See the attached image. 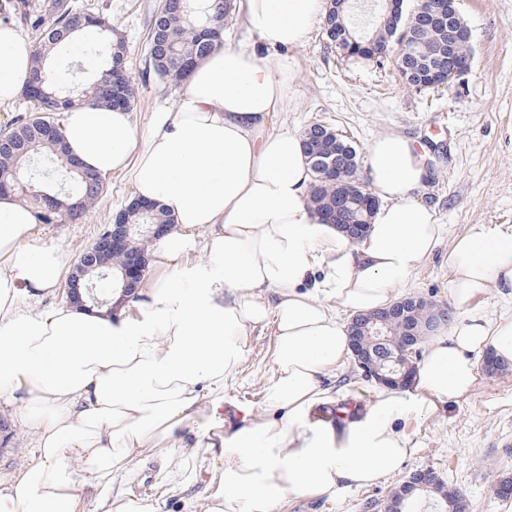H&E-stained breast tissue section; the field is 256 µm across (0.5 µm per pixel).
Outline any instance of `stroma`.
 Instances as JSON below:
<instances>
[{
	"instance_id": "obj_1",
	"label": "stroma",
	"mask_w": 512,
	"mask_h": 512,
	"mask_svg": "<svg viewBox=\"0 0 512 512\" xmlns=\"http://www.w3.org/2000/svg\"><path fill=\"white\" fill-rule=\"evenodd\" d=\"M156 0H83L100 11L129 42L128 65L136 77L135 131H143L149 113L171 107L177 92L145 75L148 20ZM472 34L471 69L453 87L408 88L392 69H376L362 60L344 59L314 26L300 45L273 52L293 65L289 107L271 115L269 130L302 134L314 123L335 127L358 150L385 133H400L423 149L431 181L426 201L435 203L445 224L444 240L433 256L402 288V295L438 304L451 300L448 249L470 225L512 226V0H459ZM97 203L79 224H50L46 230L64 250L69 263L91 247L115 213L135 196L127 175H103ZM272 328L254 330L239 374L224 387L225 404L256 418L264 405L273 374ZM477 382L463 401L437 404L430 413L403 409L396 424L410 440L411 456L374 484L319 498L288 495L281 512H383L391 492L420 468L434 470L447 486L463 491L469 512H505L494 494L500 481L512 479V364L491 374L478 369ZM329 397L324 406L336 411L360 400L371 409L380 385L366 380L343 358L323 380ZM211 409L200 404L183 427L182 447L162 444L135 455L122 488L152 504L156 512H187L218 491L224 468L220 449L200 448L199 435L210 430ZM0 419L11 427L0 447V483L23 478L33 465V436L12 409L0 407Z\"/></svg>"
}]
</instances>
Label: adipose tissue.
Here are the masks:
<instances>
[{"label": "adipose tissue", "instance_id": "obj_1", "mask_svg": "<svg viewBox=\"0 0 512 512\" xmlns=\"http://www.w3.org/2000/svg\"><path fill=\"white\" fill-rule=\"evenodd\" d=\"M257 46H216L188 72L174 107L135 134L129 111L83 105L64 115L69 152L87 170L125 173L139 199L175 224L153 243L132 299L113 289L114 315L44 308L71 268L33 205L0 194V405L34 436L21 481L0 487V512H76L69 459L86 466L92 512H151L116 485L140 449L171 440L202 402L219 408L252 331L273 326L274 375L259 418L208 440L224 456L222 490L206 512H279L288 495L321 497L371 484L409 456L395 418L467 397L476 358L512 363V317L489 322L473 303L512 287V226L474 224L448 251L458 318L418 363L413 390L380 391L370 414L336 433L314 419L321 379L349 351L337 309L391 304L446 234L421 190L430 179L415 142L373 140L367 166L382 203L350 241L312 210V171L299 136L272 133L288 106L287 65L267 53L296 47L324 0H234ZM34 46L0 25V106L30 78ZM204 263L193 262V255Z\"/></svg>", "mask_w": 512, "mask_h": 512}]
</instances>
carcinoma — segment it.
<instances>
[{
    "mask_svg": "<svg viewBox=\"0 0 512 512\" xmlns=\"http://www.w3.org/2000/svg\"><path fill=\"white\" fill-rule=\"evenodd\" d=\"M378 16L367 32L352 23V0L339 5L326 0L322 17L323 36L339 54L347 58L373 61L380 68H396L403 82L420 89L441 72L447 86L454 85L452 68L471 65L473 50L468 26L461 16L447 19L441 27L428 21L433 0H404L400 17L386 18L385 0H376ZM234 8V0H158L151 14L145 55L146 72L163 83L180 84L190 66L207 55L222 38L224 19ZM5 18L22 24L36 44L30 79L21 92L30 106L28 113L14 120L7 133L17 142L15 148H0V191H13L23 202L36 206L41 224H79L102 191L101 175L77 166L65 146L64 130L55 115L82 105L122 106L133 110L135 81L128 65L125 40L99 13L70 0H10L0 4ZM79 33L97 29L101 41L90 43L86 51L102 59L95 78L67 84L51 80L45 72V50ZM41 83L42 95L32 94ZM56 132L33 137L34 128L46 123ZM304 154L313 173L308 204L332 224L369 226L376 204L363 186L344 190L348 179L357 174V148L336 133V129L313 124L301 134ZM115 221L122 224H172L174 218L157 202L135 200L120 210ZM445 307L431 302L409 311L408 318L394 317L387 325V336L394 344L411 324L420 333L430 326ZM434 500L438 512H467L465 495L437 478L432 486L408 496L404 505L417 498Z\"/></svg>",
    "mask_w": 512,
    "mask_h": 512,
    "instance_id": "carcinoma-1",
    "label": "carcinoma"
}]
</instances>
